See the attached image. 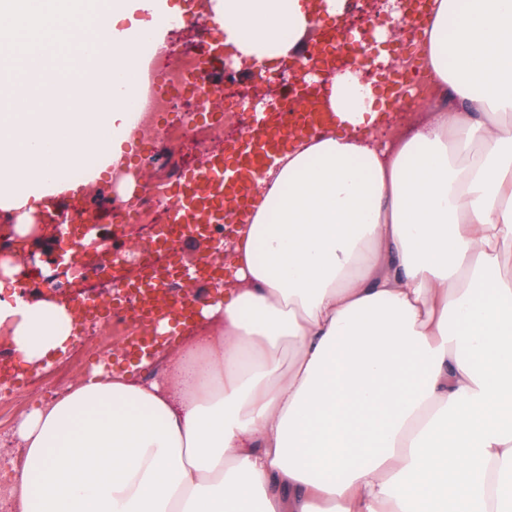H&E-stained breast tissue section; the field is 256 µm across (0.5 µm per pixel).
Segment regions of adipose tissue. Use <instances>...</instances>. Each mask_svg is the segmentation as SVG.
<instances>
[{
	"label": "adipose tissue",
	"instance_id": "ef3b65f1",
	"mask_svg": "<svg viewBox=\"0 0 512 512\" xmlns=\"http://www.w3.org/2000/svg\"><path fill=\"white\" fill-rule=\"evenodd\" d=\"M234 60L296 57L344 0H210ZM168 0H0V210L126 159L136 50ZM409 128L359 65L330 122L289 138L237 214L232 283L170 376L95 371L18 425L19 512H512V0H431ZM26 363L74 338L66 305L13 298Z\"/></svg>",
	"mask_w": 512,
	"mask_h": 512
}]
</instances>
